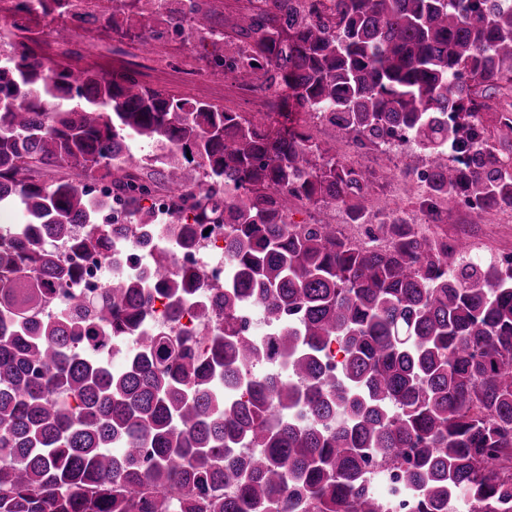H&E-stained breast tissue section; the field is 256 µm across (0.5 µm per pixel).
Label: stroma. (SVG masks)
<instances>
[{"instance_id":"obj_1","label":"stroma","mask_w":512,"mask_h":512,"mask_svg":"<svg viewBox=\"0 0 512 512\" xmlns=\"http://www.w3.org/2000/svg\"><path fill=\"white\" fill-rule=\"evenodd\" d=\"M26 35L35 41L37 52L53 60H67L76 68H93L102 73L135 76L145 87L171 92L216 104H225L239 112H273L276 96L250 94L238 86L231 75L213 74L197 51L183 45L174 35L142 51L137 42L118 39L101 25L76 30L69 47L58 44L49 17L40 15L26 23ZM449 237L468 234L480 252L497 255L512 252V213L491 212L481 223L471 221L469 211L455 208L444 226Z\"/></svg>"}]
</instances>
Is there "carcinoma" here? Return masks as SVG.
Listing matches in <instances>:
<instances>
[{
	"mask_svg": "<svg viewBox=\"0 0 512 512\" xmlns=\"http://www.w3.org/2000/svg\"><path fill=\"white\" fill-rule=\"evenodd\" d=\"M259 2L235 42L206 0L41 13L62 42L101 21L145 49L174 34L277 94L275 114L47 61L21 22L0 42V210L23 215L0 230V512H386L371 452L402 471L414 512H512V266L437 230L463 202L474 224L512 210V108L494 135L478 121L512 84V0ZM395 135L421 161L400 175L425 178L414 210L433 231L371 214L370 161L391 169L378 147ZM158 141L172 150L149 166L122 153ZM342 142L363 160L336 158ZM119 197L147 246L157 197L179 224L228 226L229 272L196 310L211 334L143 326L152 296L176 313L201 284L165 251L148 276L50 312L83 275L74 257L104 258L126 231L102 222ZM296 204L339 207L363 236L298 223ZM245 304L266 338L238 324ZM125 336L137 349L115 368L98 349Z\"/></svg>",
	"mask_w": 512,
	"mask_h": 512,
	"instance_id": "obj_1",
	"label": "carcinoma"
}]
</instances>
